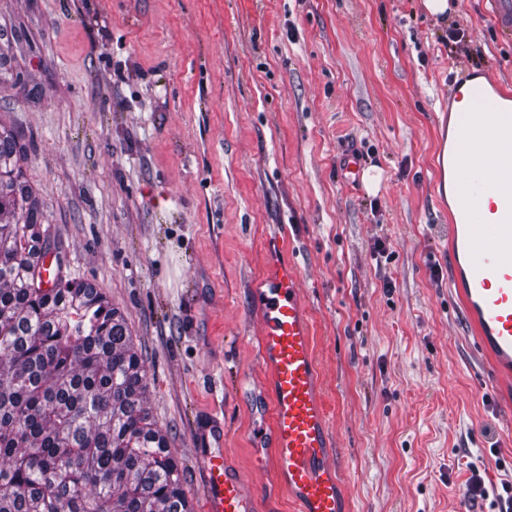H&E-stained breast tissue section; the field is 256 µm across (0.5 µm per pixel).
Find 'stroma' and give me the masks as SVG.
<instances>
[{"instance_id":"35a3bbf8","label":"stroma","mask_w":512,"mask_h":512,"mask_svg":"<svg viewBox=\"0 0 512 512\" xmlns=\"http://www.w3.org/2000/svg\"><path fill=\"white\" fill-rule=\"evenodd\" d=\"M450 2L0 0V123L69 272L126 320L194 512L209 415L257 512H294L274 449L254 464L273 243L300 273L347 512H494L471 467L512 484V378L454 299L436 187L449 85L512 93V36L489 0ZM348 147L377 189L345 180Z\"/></svg>"}]
</instances>
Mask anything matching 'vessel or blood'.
<instances>
[{"mask_svg": "<svg viewBox=\"0 0 512 512\" xmlns=\"http://www.w3.org/2000/svg\"><path fill=\"white\" fill-rule=\"evenodd\" d=\"M448 134L453 189L449 212V273L481 350L512 372V106L488 82L463 77ZM259 362L269 368L271 421L264 435L296 512H344L332 442L318 395V369L304 314L300 276L292 263L269 260L261 288ZM196 455L206 512H255L254 498L226 463L223 424L198 433Z\"/></svg>", "mask_w": 512, "mask_h": 512, "instance_id": "obj_1", "label": "vessel or blood"}]
</instances>
